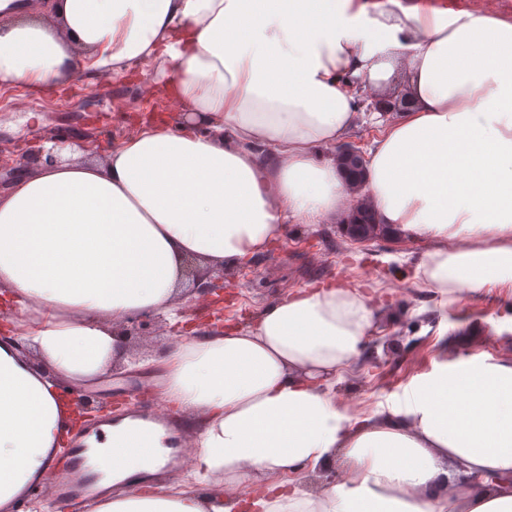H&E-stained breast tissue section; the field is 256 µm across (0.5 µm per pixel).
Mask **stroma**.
I'll use <instances>...</instances> for the list:
<instances>
[{
  "label": "stroma",
  "mask_w": 512,
  "mask_h": 512,
  "mask_svg": "<svg viewBox=\"0 0 512 512\" xmlns=\"http://www.w3.org/2000/svg\"><path fill=\"white\" fill-rule=\"evenodd\" d=\"M140 87L137 79L101 84L85 74L77 85L53 91L1 87L0 193L14 182L16 146L34 147L38 132L47 128L71 134L70 125L55 119L63 102L88 113L91 122L86 130L99 159L135 131L134 116L167 111L166 101L145 98ZM428 248L427 242L390 233L358 243L335 219L292 224L263 252L225 267L221 310L215 317L201 313L196 325L206 330L221 324L247 325L286 293L324 281L378 283L383 304L372 339L336 386L339 399L358 412L402 398L411 380L428 371L438 353L452 359L478 353L512 357V286L467 293L457 301L412 287L406 278ZM160 374L155 367L116 370L108 381L89 387L88 395L106 405L89 432L137 410L164 408Z\"/></svg>",
  "instance_id": "35a3bbf8"
}]
</instances>
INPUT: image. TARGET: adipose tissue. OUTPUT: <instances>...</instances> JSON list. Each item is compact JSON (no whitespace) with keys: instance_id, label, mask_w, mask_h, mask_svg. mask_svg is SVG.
Instances as JSON below:
<instances>
[{"instance_id":"adipose-tissue-1","label":"adipose tissue","mask_w":512,"mask_h":512,"mask_svg":"<svg viewBox=\"0 0 512 512\" xmlns=\"http://www.w3.org/2000/svg\"><path fill=\"white\" fill-rule=\"evenodd\" d=\"M155 72L184 121L147 118L104 159L38 163L0 196V512L45 480L78 425L79 389L128 365L119 324L180 332L186 258L249 260L291 224L344 215L336 145L394 68L411 104L366 150L380 224L431 247L410 281L450 300L512 285V18L447 0H29L0 22V86L60 88ZM379 300L333 281L287 293L252 324L184 337L165 397L201 418L194 486L144 493L169 460L129 419L89 449L91 512H512V358L437 359L405 397L359 416L336 381ZM341 466L321 490L283 474ZM134 490L109 494L113 484ZM164 321L153 313H142L119 325V332L127 340V344L131 343V340L138 336L139 331L147 329L150 326L154 328L162 327Z\"/></svg>"}]
</instances>
